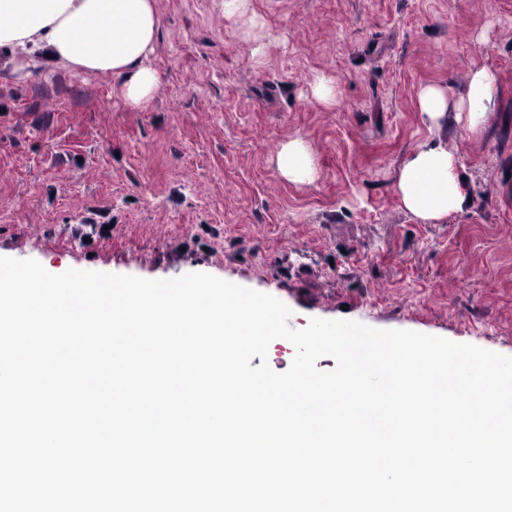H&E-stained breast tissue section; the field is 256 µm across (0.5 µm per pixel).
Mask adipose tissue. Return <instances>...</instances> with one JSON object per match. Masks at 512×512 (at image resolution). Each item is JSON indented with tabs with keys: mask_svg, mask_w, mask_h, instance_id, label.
<instances>
[{
	"mask_svg": "<svg viewBox=\"0 0 512 512\" xmlns=\"http://www.w3.org/2000/svg\"><path fill=\"white\" fill-rule=\"evenodd\" d=\"M159 31L157 0H0V51L9 54L12 72L53 65L88 75L110 73L122 77L121 93L135 108L160 89L150 63ZM496 90L495 74L477 67L458 100H449L441 86L427 85L419 91L418 108L432 128L451 119L471 130L492 111ZM277 166L289 181L314 179V156L301 139L283 146ZM396 193L403 207L425 223L461 210L455 155L438 139L423 145L403 162Z\"/></svg>",
	"mask_w": 512,
	"mask_h": 512,
	"instance_id": "adipose-tissue-1",
	"label": "adipose tissue"
}]
</instances>
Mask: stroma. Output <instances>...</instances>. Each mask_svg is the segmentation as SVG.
Wrapping results in <instances>:
<instances>
[{
	"label": "stroma",
	"instance_id": "35a3bbf8",
	"mask_svg": "<svg viewBox=\"0 0 512 512\" xmlns=\"http://www.w3.org/2000/svg\"><path fill=\"white\" fill-rule=\"evenodd\" d=\"M161 87L135 109L111 75L0 61V256L270 294L290 324L354 320L512 356V0H157ZM497 78L482 126L444 125L461 211L425 224L395 191L431 133L420 88ZM337 102L311 95L313 74ZM302 138L312 183L277 168ZM249 2V0H224V13L228 16L237 17L241 23L243 34L247 37L253 36L256 39L255 29L258 27V23L251 13ZM310 89L316 101L324 105H333L336 103V85L325 75L316 74L311 81Z\"/></svg>",
	"mask_w": 512,
	"mask_h": 512
}]
</instances>
